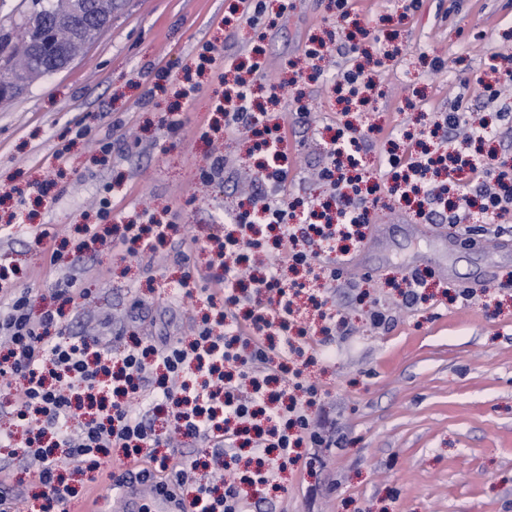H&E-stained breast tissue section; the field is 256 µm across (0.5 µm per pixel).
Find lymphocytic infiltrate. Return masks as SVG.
Wrapping results in <instances>:
<instances>
[{"label": "lymphocytic infiltrate", "mask_w": 512, "mask_h": 512, "mask_svg": "<svg viewBox=\"0 0 512 512\" xmlns=\"http://www.w3.org/2000/svg\"><path fill=\"white\" fill-rule=\"evenodd\" d=\"M251 98L250 83L238 78L225 88L221 107L225 133L252 136L264 157L250 209L235 214L234 232L225 235L223 250L211 260L219 273L212 277L206 299L224 304L221 335L203 327L189 344L179 336L137 338L115 352L100 339L67 335L61 309L46 307L36 316L27 292L0 290V394L11 418L32 432L19 460L41 489L44 512H67L75 496L62 474L67 461L96 471L112 447L127 458H147L149 466L140 479L152 490L160 492L170 484L193 488L201 501L197 512H246L240 483L228 472L237 462L236 443L248 434L263 395L257 390L242 393L237 382L252 377L258 366H270L274 357H286V350L275 348L271 339L291 330L301 293H308L324 321L335 320L321 295L309 293L306 283L285 280L282 270L300 266L313 279L335 278V270L318 264L320 253L333 252L337 239L356 236L358 227L369 221L349 194L357 182L346 174L358 165L362 129L346 124L330 148V161L319 178L336 208L322 219L313 205L299 206L286 194L288 129L304 114L305 105L271 124L265 113L253 111ZM444 169L456 176L458 187L449 223H459L475 196L482 201L486 223H500L512 211V172L493 158H426L410 146L379 160L384 176L413 191L428 172ZM259 219L278 225L281 236L266 274L254 279L239 255L258 248L253 234ZM150 385L156 405L171 408L159 426L144 406L143 392ZM289 411L290 430L273 428L253 439L258 468L252 482H275L302 444L323 446L326 419L312 417L301 401L292 402ZM177 436L210 450L218 463L213 480L190 483L188 473L197 469V461L172 468L158 456V449L171 447Z\"/></svg>", "instance_id": "obj_1"}]
</instances>
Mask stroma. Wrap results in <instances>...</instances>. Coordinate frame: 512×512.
<instances>
[{
	"instance_id": "stroma-1",
	"label": "stroma",
	"mask_w": 512,
	"mask_h": 512,
	"mask_svg": "<svg viewBox=\"0 0 512 512\" xmlns=\"http://www.w3.org/2000/svg\"><path fill=\"white\" fill-rule=\"evenodd\" d=\"M238 0H124L111 27L64 70L44 76L0 106V263L18 272L33 298L71 284L81 299L64 304L73 335L92 334L121 349L132 336H190L206 310L208 255L192 263L201 278L180 286L178 245L152 257L91 241L101 199L116 224L156 221L207 238L224 232L249 198L248 144L209 136L223 124L214 105L224 86L200 65L204 45L223 46L239 63L259 59L279 83L280 106L302 97L308 112L288 133L289 199L312 201L325 188L313 172L329 160L333 128L343 123L333 82L355 57L342 52L348 24L333 0H293L283 24L253 37ZM367 33L360 49L376 56L377 92L356 124L367 172L406 133L428 129L449 111L492 121L485 150L512 166V94L475 90L493 55L512 47V0H355ZM325 43L319 70L306 52ZM445 62L434 69V58ZM169 72L165 89L158 70ZM197 86L187 105L177 91ZM183 125L166 130L173 107ZM89 128L78 135L79 125ZM111 139L102 155L98 143ZM221 150L224 174L200 173ZM364 238L341 277L326 284L339 325L315 334L302 381L317 391L316 411L331 424V448L303 449L279 491H246L249 512H512V219L485 224L426 222L380 190ZM58 262H51L53 252ZM426 286L412 306L402 293L412 276ZM472 289L470 300L460 291ZM387 317L374 326L369 315ZM0 490L22 492L27 512L42 500L31 474L0 447Z\"/></svg>"
}]
</instances>
